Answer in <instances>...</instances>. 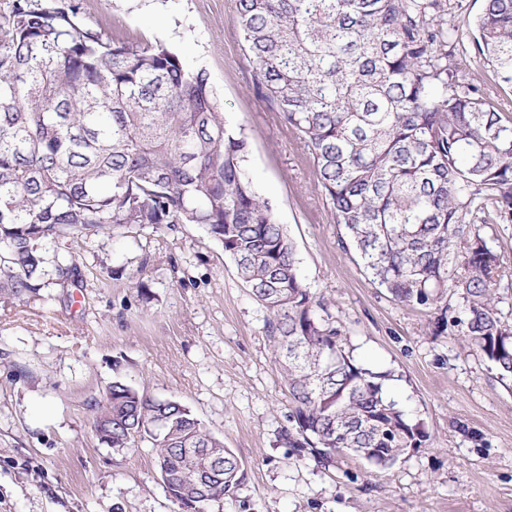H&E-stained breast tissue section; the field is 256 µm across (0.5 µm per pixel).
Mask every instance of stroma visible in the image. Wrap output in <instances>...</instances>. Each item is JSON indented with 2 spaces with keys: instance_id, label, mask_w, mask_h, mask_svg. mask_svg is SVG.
<instances>
[{
  "instance_id": "1",
  "label": "stroma",
  "mask_w": 512,
  "mask_h": 512,
  "mask_svg": "<svg viewBox=\"0 0 512 512\" xmlns=\"http://www.w3.org/2000/svg\"><path fill=\"white\" fill-rule=\"evenodd\" d=\"M482 6L449 0L454 61L512 112V88L470 46ZM80 15L103 37L168 43L207 70L350 358L384 374L388 399L429 439L388 467L298 458L281 438L291 407L267 313L221 245L198 224L131 226L69 240L66 281L46 252L39 295L0 298V512H179L149 438L117 451L93 429L118 377L179 401L238 456L245 482L211 512H512V378L464 336L460 298L443 316L404 306L364 269L310 151L256 92L236 0H80ZM481 233L504 260L491 295L512 322V220Z\"/></svg>"
}]
</instances>
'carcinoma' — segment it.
Returning <instances> with one entry per match:
<instances>
[{"instance_id": "1", "label": "carcinoma", "mask_w": 512, "mask_h": 512, "mask_svg": "<svg viewBox=\"0 0 512 512\" xmlns=\"http://www.w3.org/2000/svg\"><path fill=\"white\" fill-rule=\"evenodd\" d=\"M444 12L443 0H237L236 23L259 97L310 150L373 279L414 308L460 296L464 334L512 376V323L490 295L503 259L470 219L512 218V116L457 69ZM473 43L512 86V0H484ZM247 155L209 73L173 48L105 39L76 0H13L0 18V295L36 293L46 245L78 233L199 224L267 311L288 447L324 467L375 448L392 465L428 435L346 354ZM71 258L56 253L62 279ZM158 419L156 465L181 512L243 486L239 459L187 407L119 378L94 429L132 448Z\"/></svg>"}]
</instances>
